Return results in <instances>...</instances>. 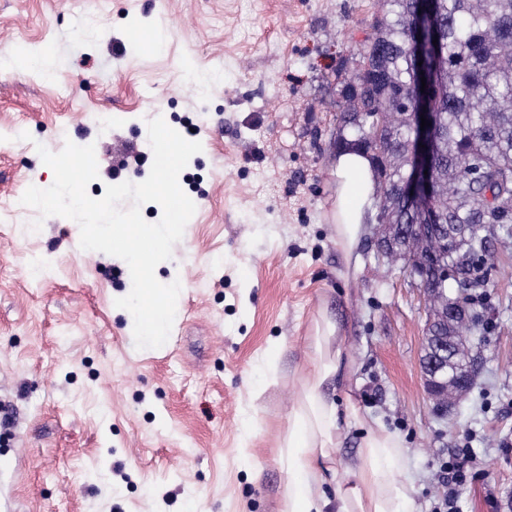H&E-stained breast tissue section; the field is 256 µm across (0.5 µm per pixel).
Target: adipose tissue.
Segmentation results:
<instances>
[{
  "mask_svg": "<svg viewBox=\"0 0 512 512\" xmlns=\"http://www.w3.org/2000/svg\"><path fill=\"white\" fill-rule=\"evenodd\" d=\"M336 222L333 230L347 266L357 267V246L372 213V164L366 154L336 155ZM304 343L311 370L299 399L288 411V431L278 453L288 481L279 512H407L410 487L399 477L402 453L397 435L365 418L354 401L338 404L334 381L347 378L340 321L320 314ZM362 428L350 476H342L338 451L342 424Z\"/></svg>",
  "mask_w": 512,
  "mask_h": 512,
  "instance_id": "adipose-tissue-1",
  "label": "adipose tissue"
}]
</instances>
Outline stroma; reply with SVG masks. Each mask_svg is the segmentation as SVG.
Wrapping results in <instances>:
<instances>
[{
	"label": "stroma",
	"mask_w": 512,
	"mask_h": 512,
	"mask_svg": "<svg viewBox=\"0 0 512 512\" xmlns=\"http://www.w3.org/2000/svg\"><path fill=\"white\" fill-rule=\"evenodd\" d=\"M380 0H0V57L53 53L54 79L0 70V512H276L277 445L309 372L301 338L339 315L353 372L339 388L395 432L409 512L448 496L449 456L483 479L459 512H512V242L493 251L475 388L438 418L419 359L428 317L406 273L347 269L336 199L334 72ZM219 73L206 93L188 70ZM203 149L179 183L196 205L160 279L186 291L160 348H137L120 258L20 199L53 179L39 148L94 145L88 189L144 181L148 120ZM36 233L27 228L34 221ZM277 372L258 382L261 357ZM255 437L240 440L243 412Z\"/></svg>",
	"instance_id": "stroma-1"
}]
</instances>
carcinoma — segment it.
Masks as SVG:
<instances>
[{"instance_id": "1", "label": "carcinoma", "mask_w": 512, "mask_h": 512, "mask_svg": "<svg viewBox=\"0 0 512 512\" xmlns=\"http://www.w3.org/2000/svg\"><path fill=\"white\" fill-rule=\"evenodd\" d=\"M418 7L419 0H382L357 47L366 68L340 82L333 145L369 155L381 224L419 223L416 211L393 193L418 136V76L408 30ZM431 7L441 40L426 103V111L436 113L431 206L458 242L424 280L433 289V327L454 337L456 353L472 361L471 337L484 326L477 302L492 286V244L512 238V0H431ZM378 114L388 120L387 137L377 136ZM453 299L468 305V313L450 323Z\"/></svg>"}]
</instances>
